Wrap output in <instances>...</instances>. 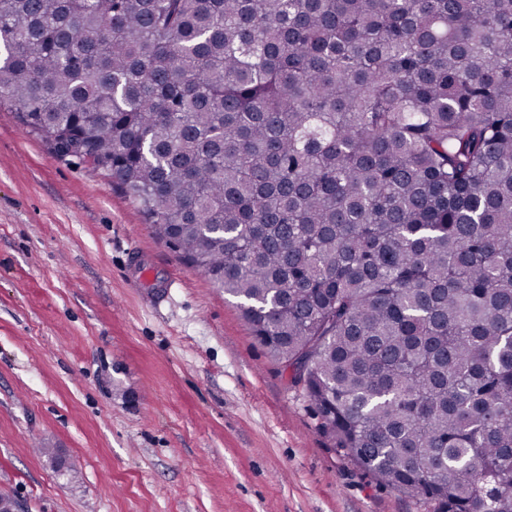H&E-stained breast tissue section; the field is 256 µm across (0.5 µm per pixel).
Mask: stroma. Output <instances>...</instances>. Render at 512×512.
<instances>
[{"label": "stroma", "mask_w": 512, "mask_h": 512, "mask_svg": "<svg viewBox=\"0 0 512 512\" xmlns=\"http://www.w3.org/2000/svg\"><path fill=\"white\" fill-rule=\"evenodd\" d=\"M0 493L22 512H421L335 448L236 298L7 105Z\"/></svg>", "instance_id": "35a3bbf8"}]
</instances>
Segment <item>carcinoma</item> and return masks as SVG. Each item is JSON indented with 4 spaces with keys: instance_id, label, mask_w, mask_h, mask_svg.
<instances>
[{
    "instance_id": "1",
    "label": "carcinoma",
    "mask_w": 512,
    "mask_h": 512,
    "mask_svg": "<svg viewBox=\"0 0 512 512\" xmlns=\"http://www.w3.org/2000/svg\"><path fill=\"white\" fill-rule=\"evenodd\" d=\"M4 103L380 484L512 512V0H0Z\"/></svg>"
}]
</instances>
